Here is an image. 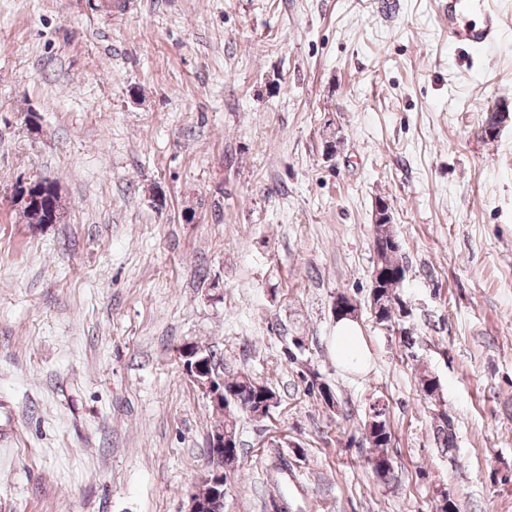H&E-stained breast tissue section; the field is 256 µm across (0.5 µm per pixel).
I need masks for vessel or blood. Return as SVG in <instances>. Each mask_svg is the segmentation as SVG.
I'll list each match as a JSON object with an SVG mask.
<instances>
[{"mask_svg": "<svg viewBox=\"0 0 512 512\" xmlns=\"http://www.w3.org/2000/svg\"><path fill=\"white\" fill-rule=\"evenodd\" d=\"M448 43L484 53L504 38L503 19L493 0H446Z\"/></svg>", "mask_w": 512, "mask_h": 512, "instance_id": "obj_1", "label": "vessel or blood"}]
</instances>
